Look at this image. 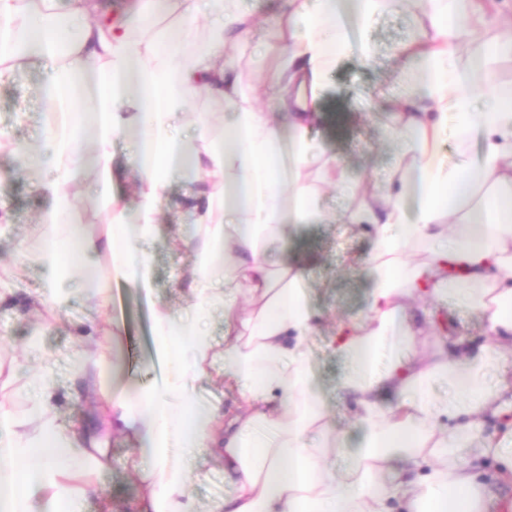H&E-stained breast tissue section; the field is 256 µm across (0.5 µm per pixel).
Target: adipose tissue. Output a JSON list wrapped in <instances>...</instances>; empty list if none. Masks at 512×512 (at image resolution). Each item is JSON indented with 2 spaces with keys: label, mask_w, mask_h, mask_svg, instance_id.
I'll return each instance as SVG.
<instances>
[{
  "label": "adipose tissue",
  "mask_w": 512,
  "mask_h": 512,
  "mask_svg": "<svg viewBox=\"0 0 512 512\" xmlns=\"http://www.w3.org/2000/svg\"><path fill=\"white\" fill-rule=\"evenodd\" d=\"M177 21L109 19L99 0H0V78L29 63L48 70L45 95L64 122L49 129L31 168L54 174L38 183L46 206L36 248L45 288L38 316L57 317L70 290L62 260L82 263L92 308L112 306L111 282L150 298L159 357L171 367L162 385L131 393L101 386L105 423L143 458L141 512H199L189 475L221 456L230 496L208 512H495L496 482L512 484V82L495 63L512 58V15L490 14L477 0H419L428 24L401 48L418 79L416 93L392 100L393 131L405 151L380 193L352 189L340 215L372 240L374 278L364 315L337 319L330 337L349 368L340 387L361 429L347 447L334 429L304 353L325 316L308 300L306 269L273 266L270 243L318 221L303 176L311 165L329 185L344 174L305 137L318 117L314 92L338 58L354 48L349 23H363L408 0H289L288 59L269 94L253 106L226 81L235 61L225 42L240 37L253 12L240 0H166ZM205 32L189 43V24ZM74 35H65V27ZM509 29L485 53L461 61L462 30ZM490 99L476 110L477 92ZM223 99L221 135L208 113L191 112L199 93ZM193 126L180 138L178 123ZM456 129L460 146L480 137L472 164H449L440 144ZM132 140L136 201L112 192L113 144ZM203 172L217 187L191 212L187 239L198 262L190 311L152 300V272L137 242L150 234L170 180ZM96 176L103 227L89 233L74 214L75 186ZM464 303L484 312L489 335L424 337L416 313ZM224 315V339L205 325ZM224 363L236 391L233 414L199 401L195 383ZM447 382L437 398L432 389ZM24 414L0 401V512H88L91 475L109 466L54 404L51 365L19 389ZM346 451L348 466L334 458Z\"/></svg>",
  "instance_id": "adipose-tissue-1"
}]
</instances>
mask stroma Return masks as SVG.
<instances>
[{
  "label": "stroma",
  "instance_id": "stroma-1",
  "mask_svg": "<svg viewBox=\"0 0 512 512\" xmlns=\"http://www.w3.org/2000/svg\"><path fill=\"white\" fill-rule=\"evenodd\" d=\"M288 0H260L255 22L247 34L229 41L225 55L235 60L231 79L245 89L270 83L287 45L278 37V21ZM422 14L413 7L386 10L354 28L358 50L340 58L325 79L318 101L320 120L307 132L308 140L334 156L343 170L340 186L321 184L317 173L308 180L316 188V208L322 223L303 226L286 242L272 244L267 258L272 265L312 259L306 289L312 305L326 313L359 316L367 308L373 281L367 267L372 242L352 225L339 223L338 214L351 201L350 190L362 186L378 191L385 185L400 143L391 133V113L386 101L394 94L416 90V78L404 67L400 48L421 29ZM47 72L35 64L0 81V139L25 150L39 146L53 117L43 96ZM39 173L24 169L14 153L0 152V199L8 204L0 225V263L16 259V246L28 239L45 206L37 183ZM211 189L207 176L173 179L159 206L155 232L140 241L152 267L153 296L172 310L188 309L187 292L197 252L194 247L173 249L171 242L190 212ZM42 288L40 265L28 253L21 277L0 280V363L13 365L17 382H25L42 363H50L58 387V404L86 437L97 439L111 460L98 478V492L89 512H128L138 494V477L129 464L130 445L108 431L93 385L76 378L73 359L78 336L93 334L94 324H120V360L106 370L103 380L130 390L162 383L168 362L154 354L153 328L148 304L123 281L112 284V308L99 317L83 291H75L57 326L39 331L31 309ZM306 354L321 394L334 416L337 430L356 441L359 430L345 417L339 386L346 371L342 358L329 347V329L321 327L310 337ZM190 488L200 508L228 496L232 483L221 466L202 462L190 477Z\"/></svg>",
  "mask_w": 512,
  "mask_h": 512
}]
</instances>
